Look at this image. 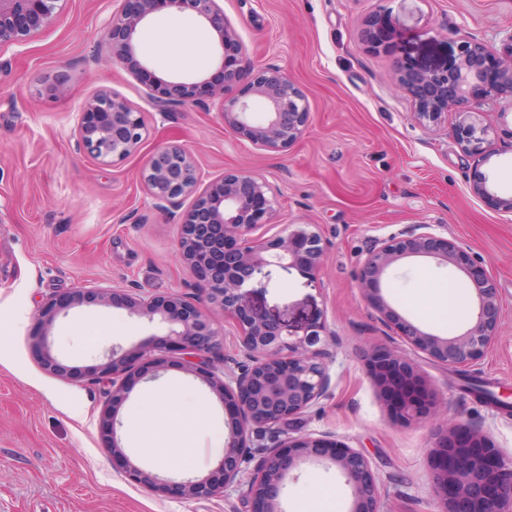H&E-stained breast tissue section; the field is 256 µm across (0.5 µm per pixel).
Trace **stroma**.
Returning a JSON list of instances; mask_svg holds the SVG:
<instances>
[{"label":"stroma","instance_id":"35a3bbf8","mask_svg":"<svg viewBox=\"0 0 512 512\" xmlns=\"http://www.w3.org/2000/svg\"><path fill=\"white\" fill-rule=\"evenodd\" d=\"M122 5L67 0L61 19L32 42L0 47V512H249L237 492L194 501L152 493L106 451L109 434L100 419L112 383L96 367L111 345L160 343L156 325L113 307L70 310L50 336L53 352L72 368L66 378L42 368L30 340L43 304L80 287L195 295L177 246L179 227L153 209L139 178L147 154L168 144L191 152L202 183L235 169L270 182L278 192L276 221L260 226L256 237L311 224L326 242L316 277L269 266L247 294L266 317L301 328L321 315L336 334L330 395L294 421L289 435L329 433L363 449L381 483L383 512H436L430 467L440 425L469 423L512 454V413L477 402L465 388L469 378L512 387V213L500 206L512 197V136L498 134L481 162L452 131L428 132L414 121V103L390 72L388 19L401 14L400 0H224L250 57L285 70L307 98L308 127L281 152L237 139L200 106L160 116L147 86L98 50L105 24ZM419 9L421 27L458 31L498 54L512 34V0H421ZM367 27L377 43L362 40ZM142 48L176 80L201 74L224 82L211 62L175 67L151 39ZM59 83L66 94L56 92ZM101 88L137 106L148 127L142 148L116 165L91 159L74 134L79 105ZM477 170L489 178V196L470 190ZM417 224L440 225L463 244L495 283L502 315L487 357L465 373L419 358L447 405L432 420L405 425L387 412L365 362L373 346L401 342L387 339L356 274L374 238ZM457 275L426 258L406 259L390 271L382 294L398 314L453 336L466 322L427 318L408 298L422 277ZM166 388L182 390V402L207 418L191 435L188 467L163 475L173 483L204 476L218 459L213 437L226 431L227 415L177 358L158 380L133 382L117 436L132 462L154 469L126 424L145 411L149 394ZM305 501L314 512H347L350 493L335 472L307 466L289 483L283 508L293 512Z\"/></svg>","mask_w":512,"mask_h":512}]
</instances>
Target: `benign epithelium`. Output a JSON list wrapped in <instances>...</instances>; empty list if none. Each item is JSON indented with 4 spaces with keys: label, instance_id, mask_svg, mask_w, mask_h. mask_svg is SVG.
<instances>
[{
    "label": "benign epithelium",
    "instance_id": "benign-epithelium-1",
    "mask_svg": "<svg viewBox=\"0 0 512 512\" xmlns=\"http://www.w3.org/2000/svg\"><path fill=\"white\" fill-rule=\"evenodd\" d=\"M62 0H0V46L25 44L52 25ZM112 15L100 48L112 62L145 81L160 112L171 107L204 104L214 109L224 127L267 151H284L303 135L309 105L303 92L276 66L249 59L236 29L224 16L222 0H124ZM161 7L193 14L215 36L213 56L224 70V84L198 78L173 82L156 74L142 52L144 30ZM454 61L426 67L399 53L392 72L414 99L416 122L426 130L453 112V134L463 150L484 154V144L509 125L512 118V33L507 52L496 58L498 78L484 79L488 50L473 39L457 43ZM244 85L247 92L232 94ZM507 101L499 123L485 122L484 107ZM262 103L257 110L256 103ZM75 135L94 160L116 164L136 153L147 136L144 113L122 95L101 89L83 102ZM140 180L153 208L180 225L182 259L198 283L191 298L179 293L142 296L127 288H77L64 298L44 303L38 320L42 332L32 337L42 366L65 376L69 368L52 353L49 334L61 315L84 304L114 306L131 317L158 322L164 330L160 348L180 356L182 369L198 376L228 411V437L214 468L205 476L180 482L185 500L223 497L237 491L251 502V512H283L281 499L288 479L304 464L334 468L351 493L350 512H382L378 479L359 448L309 433L280 437L282 427L324 400L331 390L328 360L336 346L326 321L315 318L304 331L285 321L259 315L247 302V287L269 265L293 266L305 274L319 271L324 246L320 233L298 224L267 240L253 232L276 217V195L265 179L245 170L227 171L199 190L197 166L181 145H166L149 154ZM193 203L186 211L183 204ZM426 257L439 265H454L472 290L473 320L456 336L426 332L398 316L381 295L382 281L401 260ZM364 299L379 322L394 331L411 351L450 369L482 361L495 341L500 298L493 281L467 250L444 236L440 226L417 224L400 236L378 237L357 271ZM224 312L239 332L244 360L224 352L221 331L209 313ZM367 363L388 409L406 421H424L439 412L443 400L406 353L379 345ZM168 361L137 346L112 349L99 373L112 377V392L102 413L103 423H115L128 393L131 377L154 381ZM108 451L124 458L125 473L142 487L161 493L172 485L125 457L117 438ZM431 480L438 512H512V455L503 454L491 439L463 422L438 430L432 452Z\"/></svg>",
    "mask_w": 512,
    "mask_h": 512
}]
</instances>
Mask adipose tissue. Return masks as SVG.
Instances as JSON below:
<instances>
[{
    "mask_svg": "<svg viewBox=\"0 0 512 512\" xmlns=\"http://www.w3.org/2000/svg\"><path fill=\"white\" fill-rule=\"evenodd\" d=\"M418 296L424 303L447 308L449 314L457 319L472 313L466 287L452 281L442 287L423 282ZM149 401L165 406V414L150 412L139 415L129 426L130 434L155 463L168 468L173 462L192 454L188 436L199 426L203 414L175 402L173 393L169 391L150 395Z\"/></svg>",
    "mask_w": 512,
    "mask_h": 512,
    "instance_id": "ef3b65f1",
    "label": "adipose tissue"
}]
</instances>
